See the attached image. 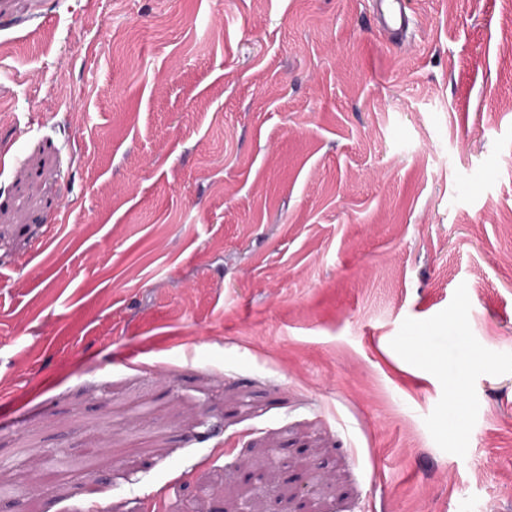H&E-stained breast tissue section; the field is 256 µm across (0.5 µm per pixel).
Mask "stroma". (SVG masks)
<instances>
[{
    "label": "stroma",
    "mask_w": 512,
    "mask_h": 512,
    "mask_svg": "<svg viewBox=\"0 0 512 512\" xmlns=\"http://www.w3.org/2000/svg\"><path fill=\"white\" fill-rule=\"evenodd\" d=\"M411 7L0 0V512H512V0ZM378 33L392 44H402L412 25L409 0H372Z\"/></svg>",
    "instance_id": "35a3bbf8"
}]
</instances>
